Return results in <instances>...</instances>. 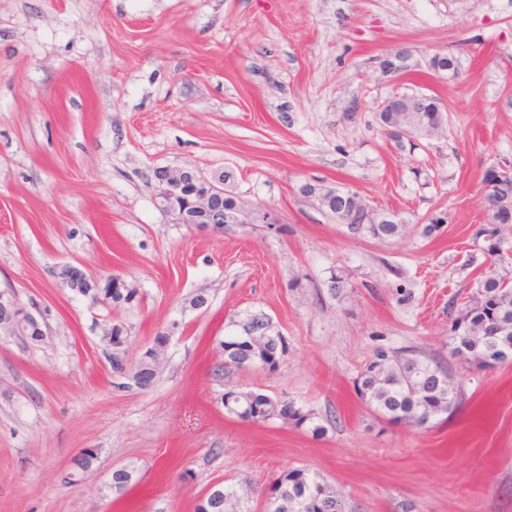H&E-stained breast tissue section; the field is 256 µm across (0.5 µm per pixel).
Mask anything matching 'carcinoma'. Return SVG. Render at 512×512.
I'll return each mask as SVG.
<instances>
[{
	"label": "carcinoma",
	"instance_id": "cac0c4a2",
	"mask_svg": "<svg viewBox=\"0 0 512 512\" xmlns=\"http://www.w3.org/2000/svg\"><path fill=\"white\" fill-rule=\"evenodd\" d=\"M439 113L409 112L412 130L427 135L438 129ZM483 182L490 185L487 231L496 239L487 243L484 253L496 261L502 256L504 240L500 226L512 224V180L501 182L489 170ZM300 193L313 198L321 209L354 233H365L380 241L400 235L405 224L394 214L378 213L362 203L357 193L306 183ZM78 296L112 309H127L138 302L137 289L114 276L109 288H88ZM128 328L121 321L112 322V372L125 371L127 379L142 389L151 384L143 380L156 378L150 352L130 362L127 353ZM449 336L451 357L484 367L512 361V285L494 274L476 281V289L461 307L451 306ZM224 350V372L261 367L275 370L288 351V340L263 312H253L235 324V329L219 341ZM356 394L372 413L387 422L427 425L441 412L452 413L463 401L462 391L450 385L449 366L434 356L415 350L408 353L378 351L354 379ZM224 410L242 420L262 423L273 418L292 421L301 426L311 413H305L286 399H273L254 391L224 389ZM136 468L123 466L112 471L110 488L123 496L135 481ZM271 512H346L345 502L318 475L306 469L285 471L269 488ZM237 498L236 485L225 481L211 484L204 492L196 512H230Z\"/></svg>",
	"mask_w": 512,
	"mask_h": 512
}]
</instances>
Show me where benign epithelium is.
<instances>
[{"label": "benign epithelium", "mask_w": 512, "mask_h": 512, "mask_svg": "<svg viewBox=\"0 0 512 512\" xmlns=\"http://www.w3.org/2000/svg\"><path fill=\"white\" fill-rule=\"evenodd\" d=\"M433 104L436 112L442 111L438 99L426 94H393L380 105L381 112H413L418 104ZM154 178L164 186V192L156 196L158 207L173 217L177 224H203L207 230H219L226 224L243 222L244 211L240 204L224 210V185L201 175L192 167L158 168ZM62 287L75 293L87 284L105 288L109 279L89 271L82 264L63 263L56 268ZM42 313L35 308L19 304L13 291H0V324L28 327V322H39Z\"/></svg>", "instance_id": "obj_1"}]
</instances>
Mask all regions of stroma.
<instances>
[{
    "label": "stroma",
    "mask_w": 512,
    "mask_h": 512,
    "mask_svg": "<svg viewBox=\"0 0 512 512\" xmlns=\"http://www.w3.org/2000/svg\"><path fill=\"white\" fill-rule=\"evenodd\" d=\"M400 51L402 80L381 66ZM437 55L455 78L430 70ZM396 90L439 99L442 128L387 136L377 112ZM506 162L512 0H0V289L46 318L39 342L0 328V512H194L227 480L244 484L241 512H265L291 468L355 512H512V362L459 363L448 336L452 297L490 267L481 181ZM185 166L232 172L246 209L275 223H174L153 173ZM306 183L355 191L406 230L351 233ZM435 213L447 222L425 234ZM63 262L122 277L138 306L61 288ZM199 293L208 308H189ZM259 309L286 356L218 373V338ZM111 318L133 359L178 322L152 387L118 386ZM408 348L447 358L465 396L424 427L378 421L354 389L376 350ZM228 385L313 417L238 419ZM84 448L93 471L65 482ZM126 465L137 482L118 500Z\"/></svg>",
    "instance_id": "obj_1"
}]
</instances>
